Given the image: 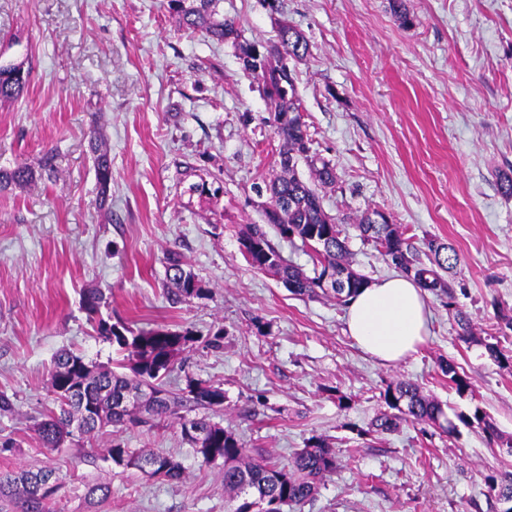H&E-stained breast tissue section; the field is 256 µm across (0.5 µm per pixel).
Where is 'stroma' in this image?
I'll return each mask as SVG.
<instances>
[{"mask_svg":"<svg viewBox=\"0 0 512 512\" xmlns=\"http://www.w3.org/2000/svg\"><path fill=\"white\" fill-rule=\"evenodd\" d=\"M245 43L271 44L281 25L310 51L289 60L311 149L336 170L323 206L376 282L393 274L355 227L386 214L429 264V240L461 262L450 291L427 292L429 336L406 361L384 366L345 333V307L297 295L252 268L240 245L264 221L254 184L280 173L281 139L256 82L229 42L180 28L169 0H0V61L24 63L31 83L0 103V168L57 156L51 175L0 190V473L51 465L65 481L57 512H225L221 470L193 455L177 423L108 426L94 439L42 448L34 420L52 405L55 355L101 367L119 353L99 336L82 291H105L103 317L131 330L198 336L170 377L224 392L223 424L253 453L288 461L308 438L335 448L339 466L303 512H475L488 475L512 455L475 427L441 434L410 422L368 434L390 385L412 381L448 416L482 408L512 436V372L483 342L512 315V0H223ZM112 158L109 210L96 204L91 140ZM220 181L212 195L191 184ZM179 253L202 295L170 305L165 256ZM473 325L462 341L456 312ZM222 333L223 346L204 338ZM453 361L473 390L452 388ZM158 451L181 462L167 483L106 462L107 446ZM111 486L91 506L88 485Z\"/></svg>","mask_w":512,"mask_h":512,"instance_id":"35a3bbf8","label":"stroma"}]
</instances>
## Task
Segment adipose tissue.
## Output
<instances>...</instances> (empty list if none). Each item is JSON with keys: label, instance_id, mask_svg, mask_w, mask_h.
Segmentation results:
<instances>
[{"label": "adipose tissue", "instance_id": "1", "mask_svg": "<svg viewBox=\"0 0 512 512\" xmlns=\"http://www.w3.org/2000/svg\"><path fill=\"white\" fill-rule=\"evenodd\" d=\"M347 332L367 354L395 365L417 353L428 335L424 289L395 275L369 284L348 300Z\"/></svg>", "mask_w": 512, "mask_h": 512}]
</instances>
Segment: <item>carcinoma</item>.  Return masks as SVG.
<instances>
[{
  "label": "carcinoma",
  "instance_id": "cac0c4a2",
  "mask_svg": "<svg viewBox=\"0 0 512 512\" xmlns=\"http://www.w3.org/2000/svg\"><path fill=\"white\" fill-rule=\"evenodd\" d=\"M180 25L223 42L230 41L239 48L244 70L258 83L273 117L276 133L282 140L279 165L281 175L257 192L267 191L271 203L265 210L266 223L275 227L281 237L295 239L309 249L315 276H307L300 268L286 262L268 239L262 224H250L241 237L242 253L251 267L272 272L294 293L314 296L322 289L321 280L327 274L347 273L345 284L331 289L339 303L368 284L365 276L351 272L352 257L334 217L322 205L320 192L335 184L336 173L330 164L310 154V140L302 121L301 106L292 74L281 69L282 57L300 59L308 54L309 44L304 35L288 26L280 28L278 43L259 47L239 42L234 24L224 19L222 0H170ZM266 59L261 72L249 66L255 55ZM31 69L21 64L0 65V102H12L28 89ZM93 166L98 185L99 206L106 205L112 184V159L103 146L92 143ZM304 162L312 174L306 182L296 174L299 162ZM36 180V171L25 163L12 169H0V189L24 187ZM356 228L363 240L373 243L384 259L399 267L428 291L447 287L441 272L460 263V256L451 244L427 243L433 254L432 266L413 263L409 257L410 245L395 224H372L370 214L357 219ZM166 276L174 291L168 294L173 304L198 296L203 288L194 272L180 254L170 252L166 257ZM107 297L100 289H91L84 295V306L90 318L96 319ZM97 332L126 352L130 374L114 370H95L83 357L73 353L59 354L50 377V393L55 408L36 423V432L42 447L54 450L65 439L79 434L91 439L105 426L148 427L156 420L181 408L187 412L202 410L204 414L187 420L180 417L183 441L194 455L205 463L222 460L224 492L227 495L226 512H302L304 505L318 493L323 479L336 471L335 449L322 438L313 436L291 461L283 464L271 457L253 455L243 441L213 416L224 410V391L204 381L188 379L186 387L175 393L167 388L166 379L174 370L179 354L195 338L188 329L160 326L130 331L123 324H112L97 319ZM485 349L499 367L512 371V351L501 343H485ZM448 382L456 391L471 390L467 375L448 362L441 366ZM145 388L159 395L145 406L134 405L118 410L114 400L133 389ZM384 400L388 410L371 423L377 433L394 431L402 422L437 426L444 433L456 430L437 401L424 396L418 385L401 381L386 389ZM466 426H477L498 447L512 454V438L499 434L486 415L475 409L473 415H457ZM199 426L206 431L197 441L189 427ZM104 459L118 466L141 468V464L156 466L154 474L164 482L183 478V465L163 453L137 454L121 444H113L104 451ZM63 478L47 467L22 469L0 476V512L11 506L16 512H54L52 504ZM486 512H497L502 497H512V472H501L486 479ZM112 490L105 484L88 489L89 500L101 505L111 498Z\"/></svg>",
  "mask_w": 512,
  "mask_h": 512
}]
</instances>
